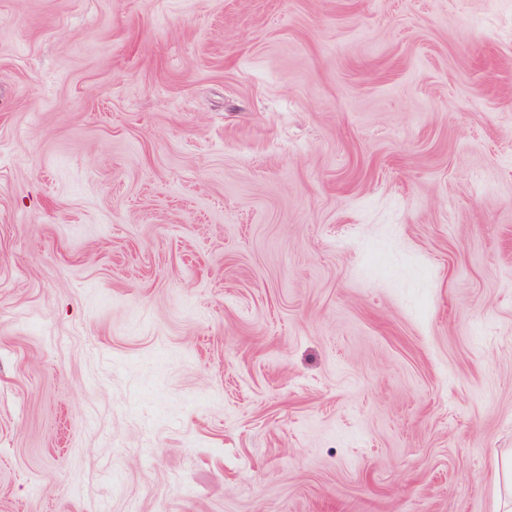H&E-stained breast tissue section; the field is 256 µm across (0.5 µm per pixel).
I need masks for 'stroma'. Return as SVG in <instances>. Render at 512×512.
<instances>
[{
	"instance_id": "stroma-1",
	"label": "stroma",
	"mask_w": 512,
	"mask_h": 512,
	"mask_svg": "<svg viewBox=\"0 0 512 512\" xmlns=\"http://www.w3.org/2000/svg\"><path fill=\"white\" fill-rule=\"evenodd\" d=\"M512 0H0V512H500Z\"/></svg>"
}]
</instances>
